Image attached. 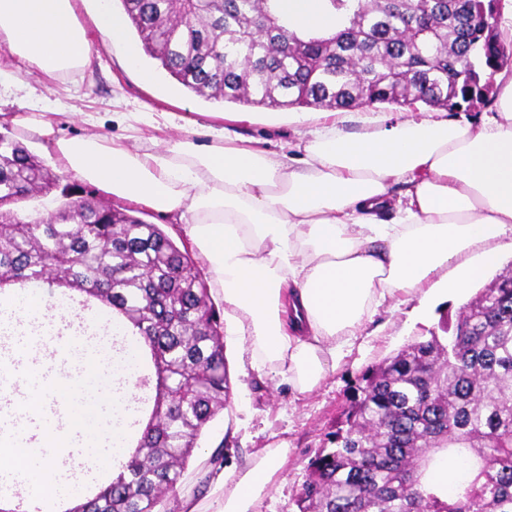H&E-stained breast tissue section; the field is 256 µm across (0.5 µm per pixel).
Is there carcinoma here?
Segmentation results:
<instances>
[{
  "label": "carcinoma",
  "mask_w": 512,
  "mask_h": 512,
  "mask_svg": "<svg viewBox=\"0 0 512 512\" xmlns=\"http://www.w3.org/2000/svg\"><path fill=\"white\" fill-rule=\"evenodd\" d=\"M145 52L198 96L279 108L468 112L498 96L500 0H327L331 37L298 36L274 0H120ZM59 185L0 133V287L48 280L96 299L148 346L151 417L85 512H156L230 395L223 324L191 258L158 225L89 199L21 220L9 206ZM384 359L356 388L332 448L311 460L299 512H512V274L454 326Z\"/></svg>",
  "instance_id": "carcinoma-1"
}]
</instances>
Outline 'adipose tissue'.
I'll use <instances>...</instances> for the list:
<instances>
[{
    "label": "adipose tissue",
    "mask_w": 512,
    "mask_h": 512,
    "mask_svg": "<svg viewBox=\"0 0 512 512\" xmlns=\"http://www.w3.org/2000/svg\"><path fill=\"white\" fill-rule=\"evenodd\" d=\"M279 9L301 36L341 28L320 0ZM0 45L51 80L91 64L76 0H0ZM361 122L356 133L316 128L292 156L228 142L143 154L93 137L56 147L113 197L193 214L187 233L224 292L237 360L304 393L396 292L440 273L448 292H462L478 262L512 252V79L499 111L476 124L456 112H400L384 126L369 112ZM391 208L393 223H380ZM287 456L265 448L225 471L223 512H256Z\"/></svg>",
    "instance_id": "obj_1"
}]
</instances>
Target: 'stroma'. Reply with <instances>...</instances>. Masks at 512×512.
Wrapping results in <instances>:
<instances>
[{"instance_id":"obj_1","label":"stroma","mask_w":512,"mask_h":512,"mask_svg":"<svg viewBox=\"0 0 512 512\" xmlns=\"http://www.w3.org/2000/svg\"><path fill=\"white\" fill-rule=\"evenodd\" d=\"M97 6L98 0H77L93 61L90 68L67 79L48 80L0 47V81L8 87L0 94V133L13 136L39 156L61 184L71 188L74 198L128 211L159 225L175 242H188L179 215L114 198L66 169L55 152L56 139L94 135L143 153L161 141L209 144L226 129L254 148L275 150L304 141L306 131L317 125L319 111L294 115L197 96L144 52L135 30H128L122 42L105 40L93 23ZM144 69L153 73V82L142 81ZM40 120L52 122L53 136L33 132ZM511 269L512 255L505 253L466 293L429 297L421 288L397 293L364 323L339 368L308 393H298L281 376L259 379L250 368L231 362L235 394L206 430L176 489L163 495L158 512H186L191 505L199 512H219L224 492L218 482L225 468L256 450L280 447L287 448V461L257 510L298 512L296 499L308 464L319 449L328 447L327 434L342 420L363 374L429 330L439 329L442 322L456 320L479 289Z\"/></svg>"}]
</instances>
